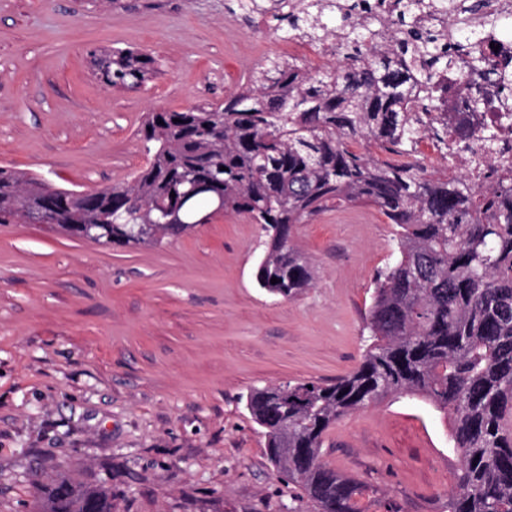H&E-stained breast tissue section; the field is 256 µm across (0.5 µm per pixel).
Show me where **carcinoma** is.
Returning <instances> with one entry per match:
<instances>
[{
	"instance_id": "obj_1",
	"label": "carcinoma",
	"mask_w": 512,
	"mask_h": 512,
	"mask_svg": "<svg viewBox=\"0 0 512 512\" xmlns=\"http://www.w3.org/2000/svg\"><path fill=\"white\" fill-rule=\"evenodd\" d=\"M268 15L286 37L324 47L339 66L310 71L270 58L220 105L145 116L137 135L146 167L131 182L90 192L55 188L0 169V224L26 220L49 201L58 231L119 246L155 245L186 230L166 220L182 207L201 222L244 213L265 239L255 278L293 299L313 281L292 227L335 207L377 208L396 225L394 259L374 276L365 350L352 372L330 383L251 390L246 407L263 429L269 461L288 476L295 500L314 512H363L377 489L322 459L339 417L397 395L445 412L460 455L448 512H512V178L482 191L448 170L427 171L412 149L416 112L447 111L454 61L489 69L490 56L462 25L484 0H238ZM159 72L157 59L112 50L105 83L136 89ZM363 141L402 154L392 165ZM225 170H220V167ZM175 196H170V193ZM278 282L271 283L272 278ZM40 512H112V495L59 476L35 484Z\"/></svg>"
}]
</instances>
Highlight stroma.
<instances>
[{"mask_svg": "<svg viewBox=\"0 0 512 512\" xmlns=\"http://www.w3.org/2000/svg\"><path fill=\"white\" fill-rule=\"evenodd\" d=\"M103 48L149 51L160 72L108 87L92 73ZM287 55L237 0H0V168L77 191L122 185L148 161L145 113L223 103ZM261 236L233 212L137 248L0 224V512H33L36 473L107 487L112 512L291 505L245 397L359 365L395 227L364 205L295 225L314 279L292 300L254 280ZM449 433L443 412L402 395L333 423L323 458L379 489L367 512H448Z\"/></svg>", "mask_w": 512, "mask_h": 512, "instance_id": "35a3bbf8", "label": "stroma"}]
</instances>
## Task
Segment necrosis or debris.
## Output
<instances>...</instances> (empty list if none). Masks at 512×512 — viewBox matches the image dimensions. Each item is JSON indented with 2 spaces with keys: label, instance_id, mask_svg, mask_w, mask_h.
Masks as SVG:
<instances>
[{
  "label": "necrosis or debris",
  "instance_id": "obj_1",
  "mask_svg": "<svg viewBox=\"0 0 512 512\" xmlns=\"http://www.w3.org/2000/svg\"><path fill=\"white\" fill-rule=\"evenodd\" d=\"M453 89L448 95V142L423 134L422 143L450 171L464 176L480 189H487L492 170L512 167V86L503 87L495 75L458 69L448 77ZM481 91L484 107L474 111L470 89Z\"/></svg>",
  "mask_w": 512,
  "mask_h": 512
}]
</instances>
